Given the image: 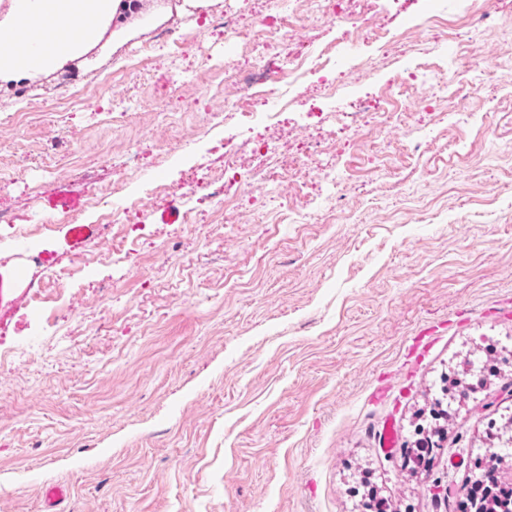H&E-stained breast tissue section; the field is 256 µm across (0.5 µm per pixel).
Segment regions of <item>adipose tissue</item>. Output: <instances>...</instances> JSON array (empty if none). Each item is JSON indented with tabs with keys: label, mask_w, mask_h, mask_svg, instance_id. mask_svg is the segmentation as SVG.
<instances>
[{
	"label": "adipose tissue",
	"mask_w": 512,
	"mask_h": 512,
	"mask_svg": "<svg viewBox=\"0 0 512 512\" xmlns=\"http://www.w3.org/2000/svg\"><path fill=\"white\" fill-rule=\"evenodd\" d=\"M133 0H10L0 15V82L35 79L78 60L90 67L95 57L111 53L130 31L124 16ZM40 19L46 35L15 46L24 20Z\"/></svg>",
	"instance_id": "obj_1"
}]
</instances>
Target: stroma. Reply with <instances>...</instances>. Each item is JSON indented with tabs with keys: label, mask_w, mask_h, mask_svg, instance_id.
<instances>
[{
	"label": "stroma",
	"mask_w": 512,
	"mask_h": 512,
	"mask_svg": "<svg viewBox=\"0 0 512 512\" xmlns=\"http://www.w3.org/2000/svg\"><path fill=\"white\" fill-rule=\"evenodd\" d=\"M152 3L154 17L94 68L0 87V212L43 227L0 230V512H45L54 482L68 490L57 512H362L351 488L365 472L392 512H450L429 483L457 493L472 469L449 458L492 457L512 480V451L490 454L484 439L486 421L512 416L506 379L452 404L428 477L378 442L388 422L401 447L412 442L448 371L468 384L488 349L512 353V23L474 38L477 94L417 82L399 98L404 124L356 137L319 113L348 111L427 62L469 82L442 28L464 22L469 0H382L384 42L345 49L335 93L312 72L285 87L282 111L219 124L209 115L234 89L202 72L203 58L256 57L212 20L232 12L249 29L266 0ZM168 27L189 38L194 81L171 92L166 48L143 70L115 69ZM341 32L311 19L283 46ZM401 37L409 49L391 50ZM65 78L95 88L90 105L60 110ZM125 99L127 119L112 125ZM161 99L170 115L156 112ZM262 140L293 158L314 140L335 147V183L256 181L235 188L237 208L197 205L225 150L266 168L252 150ZM130 145L137 167L116 177L112 155ZM63 151L128 210L131 248L74 235L100 210ZM65 265L73 273L55 286ZM35 278L48 292L28 304Z\"/></svg>",
	"instance_id": "stroma-1"
}]
</instances>
